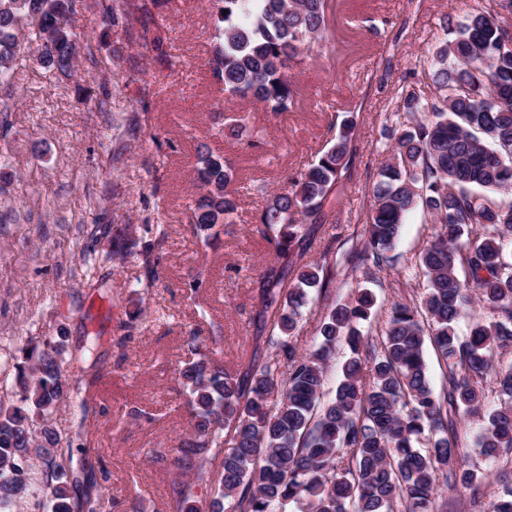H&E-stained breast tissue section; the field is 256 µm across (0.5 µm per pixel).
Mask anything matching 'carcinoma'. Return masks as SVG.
Masks as SVG:
<instances>
[{
    "mask_svg": "<svg viewBox=\"0 0 512 512\" xmlns=\"http://www.w3.org/2000/svg\"><path fill=\"white\" fill-rule=\"evenodd\" d=\"M78 0H0V82L22 50L65 75L77 48L71 25ZM216 9L208 67L224 91L263 105L274 116L296 106L291 70L314 59L328 40L330 0H213ZM512 0H490L469 13L435 53L436 101L402 88L393 112L388 159L372 186L374 204L360 244L345 262L372 280L393 267L406 214L422 207L434 234L411 263L426 291L410 304L394 301L378 339L374 297L350 295L331 307L317 348L297 351L293 336L310 294L321 296L339 274L336 259H307L309 241L331 223L355 156V113L331 120L314 163L267 194L256 231L274 260L256 281V316L267 330L266 356L252 351L243 372L226 369L190 333V359L179 369L190 433L174 448H155L165 464L177 512H441L440 489L460 486L478 496L482 472L456 446L458 419L486 412L479 455L487 461L512 451V366L494 353L512 347V32L497 23ZM224 139L243 135L241 120L221 123ZM230 160L198 151L199 193L191 207L193 235L209 241L238 210L226 187ZM136 255L154 263L153 248L120 229L101 256ZM493 314L475 321L462 340L459 318L471 311L472 292ZM352 352L335 394L326 397V372L336 344ZM431 344L447 371L436 392L427 374ZM16 358L18 403L0 401V512H18L39 482L44 512H104L112 498L98 488L100 458L62 446L51 423L60 404L94 388L66 375L64 329L29 341ZM494 381L498 404L485 410L483 382ZM224 455L223 471L210 465ZM209 486L201 500L195 486ZM488 512H512V483L501 482Z\"/></svg>",
    "mask_w": 512,
    "mask_h": 512,
    "instance_id": "carcinoma-1",
    "label": "carcinoma"
}]
</instances>
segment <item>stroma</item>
Returning <instances> with one entry per match:
<instances>
[{
  "mask_svg": "<svg viewBox=\"0 0 512 512\" xmlns=\"http://www.w3.org/2000/svg\"><path fill=\"white\" fill-rule=\"evenodd\" d=\"M481 4L343 0L351 53L333 69L323 59L294 69L297 106L277 117L226 98L212 77L211 0H170L153 16L136 12L132 0H80L71 19L78 50L71 77L46 73L30 54L18 57L0 83V399L16 398L12 357L30 337L53 336L62 327L74 350L84 337L101 335L100 379L87 405L63 403L53 422L101 455L112 512H177L164 468L149 451L176 446L189 432L178 381L189 334L204 342L220 337L228 363L258 342L253 287L272 258L270 245L251 229L263 192L317 159L332 117L355 113L357 154L347 193L333 223L315 232L308 256L316 261L325 250H347L373 203L372 178L388 158L381 131L401 88L429 93L423 60L445 40V22L463 21ZM115 10L121 17L114 23ZM157 36L175 65L158 61ZM218 112L264 126L266 151L225 141ZM203 143L231 160L229 188L239 194L235 223L208 246L192 236L189 210L199 191L194 169ZM146 217L167 228L154 249V279H146L138 259H120L98 270L111 291L100 297L80 279L82 256L112 245L99 226L137 231ZM431 233L423 210L410 211L390 277L375 282L362 271H343L326 297L305 306L294 338L298 351L313 350L331 306L354 288L375 294L377 329L394 292L419 297L425 281L408 266ZM197 276L203 285L194 293ZM145 294L162 318L143 327L135 316ZM482 425L478 417L460 421L456 442L491 491L502 474L512 475V452L481 461L475 441Z\"/></svg>",
  "mask_w": 512,
  "mask_h": 512,
  "instance_id": "obj_1",
  "label": "stroma"
}]
</instances>
